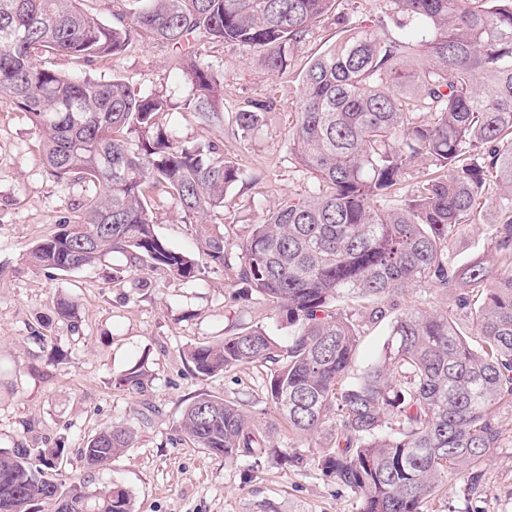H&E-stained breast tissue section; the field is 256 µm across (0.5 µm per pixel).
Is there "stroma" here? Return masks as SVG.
I'll return each mask as SVG.
<instances>
[{"mask_svg": "<svg viewBox=\"0 0 512 512\" xmlns=\"http://www.w3.org/2000/svg\"><path fill=\"white\" fill-rule=\"evenodd\" d=\"M336 31L333 17H325L283 75L256 69L245 48L221 42L203 46L205 60L224 75L225 112L249 100L274 103L265 125L246 141L235 136L232 123L206 127L183 110L188 86L172 68V51L164 44L143 40L109 62L86 64L53 54L43 55L41 62L65 74L117 75L134 90L168 96L171 108L163 123L177 139L217 144L225 156L255 173V181L236 186L223 209L207 217L219 225L235 253L272 205L315 186L288 144L301 74L313 55L335 41ZM94 194L84 182L51 176L28 113L0 103V448L17 443L43 447L65 439V479L125 488L136 512H356L352 494L316 467L300 471L280 461L284 453L312 456L327 446L329 434L301 439L281 427L268 455L236 465L179 438L182 410L202 393L241 398L259 424L274 418L259 370L203 380L183 357L188 345L215 342L245 326H262L278 340L287 339L285 318L262 301L238 300V266L209 268L192 281L155 275L147 286L140 283L141 272L127 268L118 254L70 272L29 266L31 246ZM151 211L162 239L195 250L198 218L186 216L160 195L152 200ZM60 294L73 302L77 324L55 323L48 340L37 339L39 317L49 315ZM138 363L148 373L146 393L115 389L113 380ZM120 422L135 431L131 446L110 467L87 473L80 448ZM428 508L512 512V447L488 462L480 495L470 496L459 481Z\"/></svg>", "mask_w": 512, "mask_h": 512, "instance_id": "obj_1", "label": "stroma"}]
</instances>
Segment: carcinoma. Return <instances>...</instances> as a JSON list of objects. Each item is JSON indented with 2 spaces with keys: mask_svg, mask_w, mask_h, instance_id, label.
I'll list each match as a JSON object with an SVG mask.
<instances>
[{
  "mask_svg": "<svg viewBox=\"0 0 512 512\" xmlns=\"http://www.w3.org/2000/svg\"><path fill=\"white\" fill-rule=\"evenodd\" d=\"M81 2L0 0V102L32 115L51 175L97 191L29 263L69 272L119 253L137 270L192 281L202 265L157 236L150 192L205 216L255 176L214 145L176 139L161 122L166 97L39 58L110 61L138 37L161 42L191 85L184 108L222 125L223 78L200 45L241 46L283 74L338 0H113L110 22ZM336 24L338 38L302 76L290 143L317 187L270 208L239 257L244 298L285 314L288 340L247 327L183 353L202 380L265 372L276 421L260 428L243 402L201 394L178 431L235 464L268 454L279 424L306 439L328 429L313 462L354 495L357 512H428L449 475L475 494L486 462L512 445L501 424L512 416V0H383L371 28L349 29L339 13ZM272 107L239 108L237 136L250 139ZM419 162L431 172L403 191ZM396 194L398 205H386ZM489 211L493 260L455 265L454 238ZM198 236L207 263L231 266L224 233L202 224ZM423 284L451 295V311L394 302ZM53 310L75 318L64 295ZM383 322V357L349 378L362 329ZM145 380L135 365L118 385L141 391ZM133 436L123 423L98 432L82 449L86 467L109 466ZM64 452L62 438L0 448V512H135L123 488L66 483Z\"/></svg>",
  "mask_w": 512,
  "mask_h": 512,
  "instance_id": "obj_1",
  "label": "carcinoma"
}]
</instances>
